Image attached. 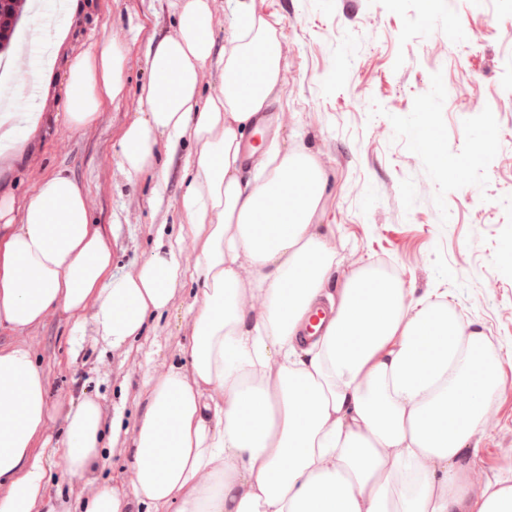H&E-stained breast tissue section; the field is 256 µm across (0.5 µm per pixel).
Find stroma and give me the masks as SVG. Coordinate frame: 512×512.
I'll use <instances>...</instances> for the list:
<instances>
[{
	"mask_svg": "<svg viewBox=\"0 0 512 512\" xmlns=\"http://www.w3.org/2000/svg\"><path fill=\"white\" fill-rule=\"evenodd\" d=\"M279 22L283 83L264 149L304 151L324 170L326 190L315 231L336 247L338 294L345 275L385 264L414 300L444 296L480 323L500 355L502 385L482 429L468 440L478 454L476 486L512 469V0H254ZM456 41H449V27ZM172 0H98L74 22L50 88L37 100L36 132L9 163L0 162V197L23 204L37 179L66 170L89 192L93 220L112 248L121 279L154 248L158 232L182 235V261L194 268L203 232L181 206L185 150L160 168L128 178L120 163L124 128L144 118L141 87L149 79L150 41L175 35ZM124 50L123 95L97 124L72 131L64 122L67 61L104 38ZM428 136L421 148L413 131ZM194 276L175 285L168 309L151 317L140 338L107 347L93 321L80 335L61 314L23 332L0 329V343L32 349L47 379L53 451L47 476L58 512L100 484L130 477L127 450L147 407L149 379L188 368ZM97 400L104 423L124 426L106 441L92 474L71 475L54 450L63 419L84 397Z\"/></svg>",
	"mask_w": 512,
	"mask_h": 512,
	"instance_id": "stroma-1",
	"label": "stroma"
}]
</instances>
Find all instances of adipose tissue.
Masks as SVG:
<instances>
[{"instance_id": "obj_1", "label": "adipose tissue", "mask_w": 512, "mask_h": 512, "mask_svg": "<svg viewBox=\"0 0 512 512\" xmlns=\"http://www.w3.org/2000/svg\"><path fill=\"white\" fill-rule=\"evenodd\" d=\"M174 10L176 34L148 51L147 116L120 145L135 177L157 167L162 149L193 144L182 208L208 236L195 271L191 369L153 380L129 451L131 482L101 487L73 512H512V477L475 488L464 457L500 387L483 326L446 301H410L400 280L374 267L352 270L327 299L336 248L312 229L326 190L319 163L272 150L263 181L240 176L244 133L282 83L275 22L244 0L220 51L210 0H175ZM215 59L223 82L209 93L202 76ZM122 70L109 38L71 57L69 129L98 121L124 90ZM0 220V326L15 331L52 312L79 329L89 309L105 344L122 347L167 310L186 274L176 248L161 243L113 280L88 193L64 170L44 174L21 208L0 204ZM323 298L330 318L301 344ZM49 416L33 353L0 344V512H56ZM64 424V462L86 474L102 450L99 404L82 399Z\"/></svg>"}]
</instances>
